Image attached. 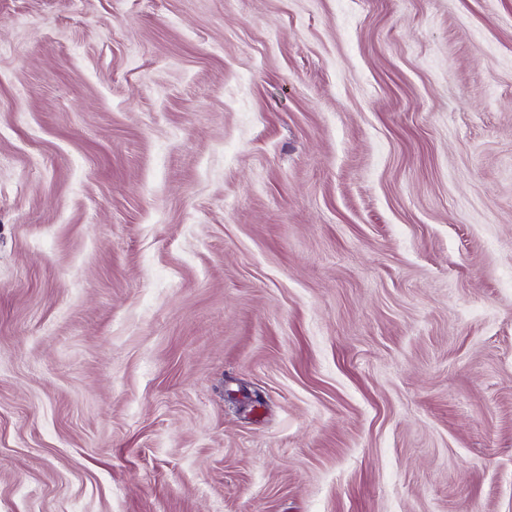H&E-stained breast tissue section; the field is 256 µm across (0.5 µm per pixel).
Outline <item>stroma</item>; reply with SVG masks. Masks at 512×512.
<instances>
[{
	"mask_svg": "<svg viewBox=\"0 0 512 512\" xmlns=\"http://www.w3.org/2000/svg\"><path fill=\"white\" fill-rule=\"evenodd\" d=\"M0 512H512V0H0Z\"/></svg>",
	"mask_w": 512,
	"mask_h": 512,
	"instance_id": "1",
	"label": "stroma"
}]
</instances>
